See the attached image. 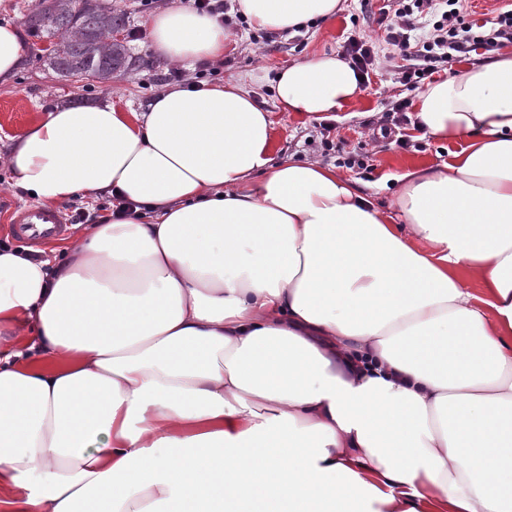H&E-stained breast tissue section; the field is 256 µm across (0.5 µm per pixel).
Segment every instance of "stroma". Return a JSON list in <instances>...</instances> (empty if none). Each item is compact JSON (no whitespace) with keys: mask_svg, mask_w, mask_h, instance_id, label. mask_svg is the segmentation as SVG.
Returning <instances> with one entry per match:
<instances>
[{"mask_svg":"<svg viewBox=\"0 0 512 512\" xmlns=\"http://www.w3.org/2000/svg\"><path fill=\"white\" fill-rule=\"evenodd\" d=\"M108 2L113 10L127 15L129 27L140 31L139 40L128 45L139 58V65L114 76L110 83L58 75L46 60L48 40L38 39L27 31L22 34L27 51L24 67L12 85L0 86V239L8 238V226L15 212L30 205L27 195L14 187V176L4 162L13 138L58 104L81 106L109 98L122 109L141 111L161 91L159 79L168 65L151 49L149 21L156 15V8L145 6L142 0ZM368 4L377 9L382 7L383 0H341V10L335 19L320 22L298 35L275 32L272 42L266 44L254 43L250 30H238L224 49V66L216 80L243 84L262 107L272 112L273 163L317 161L336 167L340 173L356 179L375 205L388 212L392 209V192L380 188L383 176L414 166L442 164L460 147L459 142L437 140L410 124L404 129L406 144L381 136L376 118L385 113L391 101L407 95L391 73L379 70L372 74L370 82L360 87L355 99L335 120V134L345 140L347 151L367 155L370 168L366 171L344 165L337 153L326 151L317 130L319 117L279 111L275 96L268 93L273 86V74L281 69L315 54L343 53L344 44L352 35L376 40V22L362 15Z\"/></svg>","mask_w":512,"mask_h":512,"instance_id":"stroma-1","label":"stroma"}]
</instances>
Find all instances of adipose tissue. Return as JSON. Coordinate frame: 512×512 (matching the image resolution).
<instances>
[{"label": "adipose tissue", "instance_id": "ef3b65f1", "mask_svg": "<svg viewBox=\"0 0 512 512\" xmlns=\"http://www.w3.org/2000/svg\"><path fill=\"white\" fill-rule=\"evenodd\" d=\"M237 5L283 31L340 0ZM149 27L184 69L231 37L176 6ZM24 60L0 25V86ZM358 90L336 54L274 81L309 115ZM415 123L464 145L396 176L399 224L334 167L272 164L232 81L20 135L35 204L131 207L39 261L0 247V512H512V51L430 84Z\"/></svg>", "mask_w": 512, "mask_h": 512}]
</instances>
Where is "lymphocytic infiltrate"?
I'll use <instances>...</instances> for the list:
<instances>
[{
    "instance_id": "f902f5d3",
    "label": "lymphocytic infiltrate",
    "mask_w": 512,
    "mask_h": 512,
    "mask_svg": "<svg viewBox=\"0 0 512 512\" xmlns=\"http://www.w3.org/2000/svg\"><path fill=\"white\" fill-rule=\"evenodd\" d=\"M469 0H386L380 9L381 42L394 54L379 56L372 43L349 37L345 57L360 83H367L379 63L390 64L396 83L407 91L423 89L433 74L476 48L494 51L512 43V7L501 8L490 29L473 27ZM402 64H395V57Z\"/></svg>"
}]
</instances>
